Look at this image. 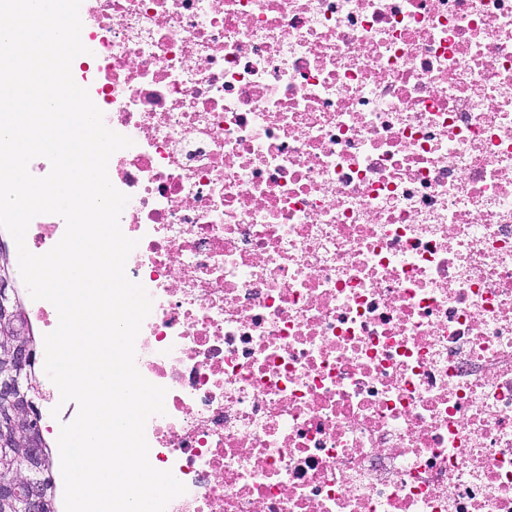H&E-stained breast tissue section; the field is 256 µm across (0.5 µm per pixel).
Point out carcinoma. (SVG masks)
<instances>
[{
    "label": "carcinoma",
    "instance_id": "cac0c4a2",
    "mask_svg": "<svg viewBox=\"0 0 512 512\" xmlns=\"http://www.w3.org/2000/svg\"><path fill=\"white\" fill-rule=\"evenodd\" d=\"M36 446L37 456L31 457L28 448ZM52 469L50 449L43 442L40 426L19 430L11 442L0 445V482L18 485L20 494L9 498L0 497V512H27L24 501L26 482L37 484L41 503H46L47 485L43 475Z\"/></svg>",
    "mask_w": 512,
    "mask_h": 512
}]
</instances>
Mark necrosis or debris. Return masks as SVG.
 <instances>
[{"label":"necrosis or debris","mask_w":512,"mask_h":512,"mask_svg":"<svg viewBox=\"0 0 512 512\" xmlns=\"http://www.w3.org/2000/svg\"><path fill=\"white\" fill-rule=\"evenodd\" d=\"M79 14L74 80L133 141L109 178L166 512H512V0ZM32 399L49 434L77 414Z\"/></svg>","instance_id":"necrosis-or-debris-1"}]
</instances>
